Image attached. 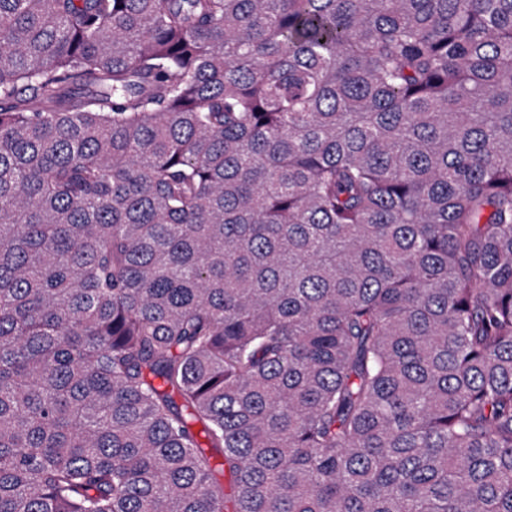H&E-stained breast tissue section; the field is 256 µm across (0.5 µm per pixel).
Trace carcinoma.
Masks as SVG:
<instances>
[{"instance_id":"1","label":"carcinoma","mask_w":512,"mask_h":512,"mask_svg":"<svg viewBox=\"0 0 512 512\" xmlns=\"http://www.w3.org/2000/svg\"><path fill=\"white\" fill-rule=\"evenodd\" d=\"M0 512H512V0H0Z\"/></svg>"}]
</instances>
